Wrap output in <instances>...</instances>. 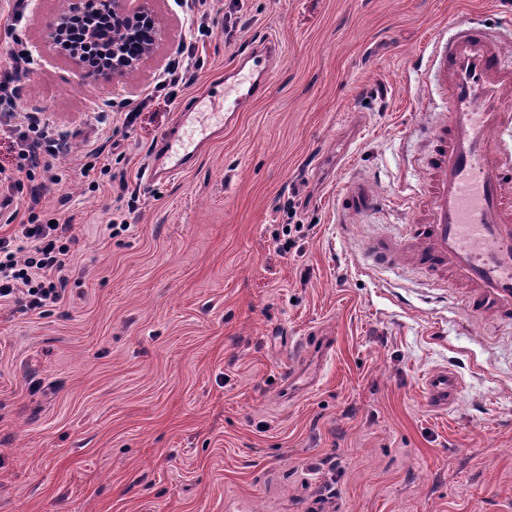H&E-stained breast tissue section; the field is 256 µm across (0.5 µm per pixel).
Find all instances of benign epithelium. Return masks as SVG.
Listing matches in <instances>:
<instances>
[{
	"label": "benign epithelium",
	"instance_id": "benign-epithelium-1",
	"mask_svg": "<svg viewBox=\"0 0 512 512\" xmlns=\"http://www.w3.org/2000/svg\"><path fill=\"white\" fill-rule=\"evenodd\" d=\"M155 0H61L60 9L46 20L44 42L64 56L68 52L60 39L73 21L84 16L109 19L111 28L124 34L118 41L103 37V32L90 26L86 37L98 45L103 55L112 56V67L106 73L114 80H125L137 71L144 56L165 37L166 27L158 16Z\"/></svg>",
	"mask_w": 512,
	"mask_h": 512
}]
</instances>
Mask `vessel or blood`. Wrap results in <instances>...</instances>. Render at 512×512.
Instances as JSON below:
<instances>
[{
	"label": "vessel or blood",
	"instance_id": "obj_1",
	"mask_svg": "<svg viewBox=\"0 0 512 512\" xmlns=\"http://www.w3.org/2000/svg\"><path fill=\"white\" fill-rule=\"evenodd\" d=\"M505 41L478 18L462 16L451 33L439 37L429 54V77L448 103L430 137L423 167L427 177L418 193L420 217L397 240L377 237L367 252L378 266H391L410 249L425 270L448 266L467 287L464 308L512 323V150L501 136L512 128L505 98L512 91V55ZM262 75L234 74L224 88V108L261 95ZM190 137L166 139L158 162L145 170L146 183L184 171L193 157ZM381 199L364 181L345 192L339 206L351 214L378 208ZM299 396L309 386L300 362H290L280 382ZM460 383L445 370L431 372L424 389L433 409L447 410Z\"/></svg>",
	"mask_w": 512,
	"mask_h": 512
}]
</instances>
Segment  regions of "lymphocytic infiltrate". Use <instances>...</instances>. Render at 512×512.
<instances>
[{
    "label": "lymphocytic infiltrate",
    "instance_id": "lymphocytic-infiltrate-1",
    "mask_svg": "<svg viewBox=\"0 0 512 512\" xmlns=\"http://www.w3.org/2000/svg\"><path fill=\"white\" fill-rule=\"evenodd\" d=\"M22 0H14L6 15L0 16V35L9 45L7 60L0 65V140L20 146L19 161L14 168L0 167V178L9 181L15 191H26L27 222L15 236H0V306L14 305L27 313H45L60 303L67 286L74 254L71 224L41 222L38 207L39 188H25V180L35 171L50 172L51 162L68 150L64 134L50 122L34 113L20 114L17 79L34 68L35 62L26 43L17 33L23 23ZM199 47L188 40L178 45L174 55L162 68L154 82L137 98L124 103L125 126H133L138 113L158 94L176 98L185 84L190 65L199 63Z\"/></svg>",
    "mask_w": 512,
    "mask_h": 512
}]
</instances>
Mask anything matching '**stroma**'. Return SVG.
<instances>
[{
  "label": "stroma",
  "mask_w": 512,
  "mask_h": 512,
  "mask_svg": "<svg viewBox=\"0 0 512 512\" xmlns=\"http://www.w3.org/2000/svg\"><path fill=\"white\" fill-rule=\"evenodd\" d=\"M213 5L188 87L107 132L97 105L136 98L189 38L174 0H156L168 37L122 84L44 47L59 0L19 28L42 48L21 108L72 136L54 162L68 180L42 202L72 220L77 258L55 307H0V512H309L326 493L339 512H512V325L462 314L465 288L434 272L363 261L369 238L417 216L419 127L445 109L431 42L464 12L512 31V0ZM267 38L280 50L265 94L186 172L145 185L181 113ZM105 138L121 159L94 188L74 167ZM363 177L386 206L341 222ZM122 189L137 200L112 239ZM293 224L309 230L292 243ZM320 336L334 350L317 383L283 401L282 370ZM440 367L462 383L445 412L423 393Z\"/></svg>",
  "instance_id": "stroma-1"
}]
</instances>
